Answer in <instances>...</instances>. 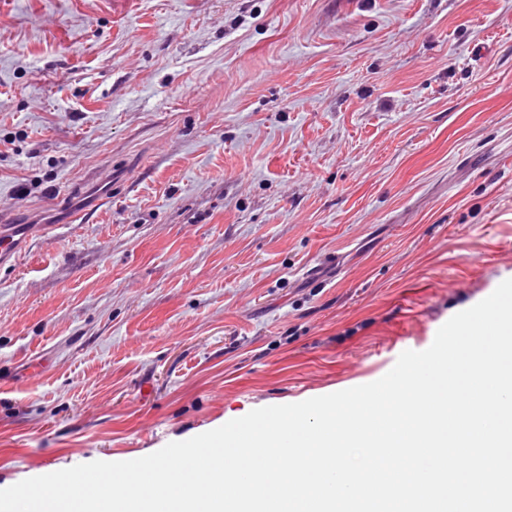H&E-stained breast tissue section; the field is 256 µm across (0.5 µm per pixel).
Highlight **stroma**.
Masks as SVG:
<instances>
[{
  "instance_id": "35a3bbf8",
  "label": "stroma",
  "mask_w": 512,
  "mask_h": 512,
  "mask_svg": "<svg viewBox=\"0 0 512 512\" xmlns=\"http://www.w3.org/2000/svg\"><path fill=\"white\" fill-rule=\"evenodd\" d=\"M0 489L374 382L512 278V0H0ZM87 182L90 184L80 195V209L73 213L59 211L54 217L59 222L55 224H71L78 216L102 209L110 201L107 178H90ZM14 226H1L0 227V264L8 261L15 256L16 253V242L17 235L26 232L22 225L24 224H4Z\"/></svg>"
}]
</instances>
